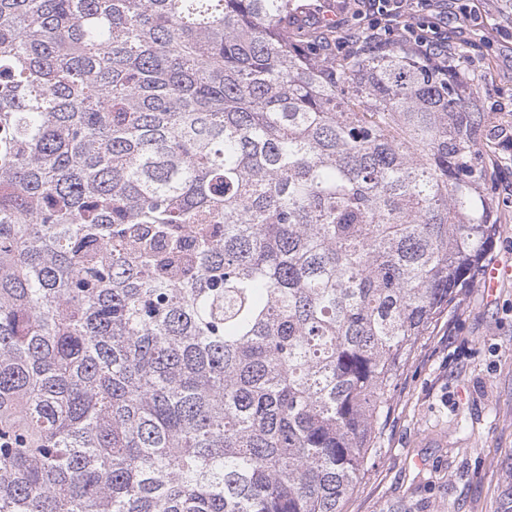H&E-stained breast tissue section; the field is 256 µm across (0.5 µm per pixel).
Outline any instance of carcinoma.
Masks as SVG:
<instances>
[{
  "instance_id": "carcinoma-1",
  "label": "carcinoma",
  "mask_w": 512,
  "mask_h": 512,
  "mask_svg": "<svg viewBox=\"0 0 512 512\" xmlns=\"http://www.w3.org/2000/svg\"><path fill=\"white\" fill-rule=\"evenodd\" d=\"M296 0H0V512H342L497 233L467 57Z\"/></svg>"
}]
</instances>
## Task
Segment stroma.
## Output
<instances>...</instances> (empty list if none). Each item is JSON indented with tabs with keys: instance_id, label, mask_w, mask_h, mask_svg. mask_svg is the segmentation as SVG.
Here are the masks:
<instances>
[{
	"instance_id": "35a3bbf8",
	"label": "stroma",
	"mask_w": 512,
	"mask_h": 512,
	"mask_svg": "<svg viewBox=\"0 0 512 512\" xmlns=\"http://www.w3.org/2000/svg\"><path fill=\"white\" fill-rule=\"evenodd\" d=\"M441 0L448 47H466L482 79L476 104L512 133V13ZM489 186L499 234L487 263L512 266V145L497 140ZM512 487V279L486 299L470 288L423 337L395 386L363 478L343 512H502Z\"/></svg>"
}]
</instances>
